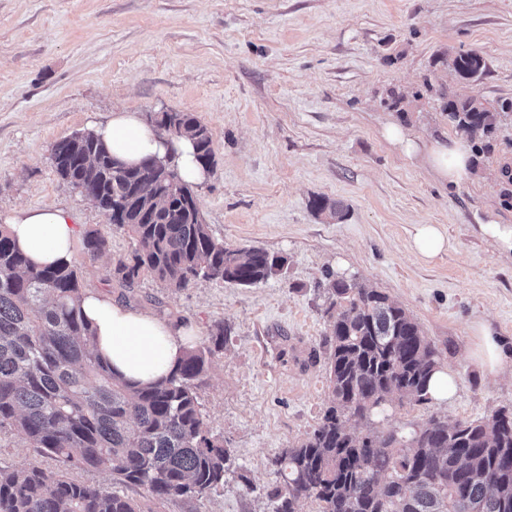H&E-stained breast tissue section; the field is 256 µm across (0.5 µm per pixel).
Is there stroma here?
<instances>
[{
    "label": "stroma",
    "instance_id": "obj_1",
    "mask_svg": "<svg viewBox=\"0 0 512 512\" xmlns=\"http://www.w3.org/2000/svg\"><path fill=\"white\" fill-rule=\"evenodd\" d=\"M448 50L480 54L485 75L466 81L436 63ZM433 84L512 100V0H0V216L51 206L103 230L106 253L73 255L85 289L192 323L195 344L213 351L196 395L231 454L224 484L160 512H271L275 458L329 404L330 273L404 307L457 374L452 401L395 405L387 427L512 408V381L468 356L478 321L512 341V256L479 231L512 224V114L476 140V176L441 185L382 135L392 122L419 137L455 135ZM119 108L147 120L191 112L206 125L215 164L194 186L205 224L225 245L284 256L282 274L248 288L114 277L135 241L57 176L50 155ZM316 196L341 201L346 217L316 215ZM418 224L442 225L450 249L419 258ZM35 460L59 467L0 429L1 466Z\"/></svg>",
    "mask_w": 512,
    "mask_h": 512
}]
</instances>
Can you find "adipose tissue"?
<instances>
[{
	"label": "adipose tissue",
	"instance_id": "obj_1",
	"mask_svg": "<svg viewBox=\"0 0 512 512\" xmlns=\"http://www.w3.org/2000/svg\"><path fill=\"white\" fill-rule=\"evenodd\" d=\"M93 131L112 156L125 165L138 164L149 156L162 158L171 151L184 180L197 183L205 177L189 140H168L140 113L115 111L107 122L95 125ZM383 136L407 157L419 160L441 181L456 185L471 180L475 174L474 153L467 140L451 137L427 141L393 124L384 128ZM5 222L10 238L37 265L71 260L80 240L76 218L59 208L23 207L14 210ZM81 309L95 330L96 350L116 373L141 384L168 376L196 333L193 325L133 310L98 291L83 295ZM472 332L470 357L490 375L512 376V350L500 341L491 322H477Z\"/></svg>",
	"mask_w": 512,
	"mask_h": 512
}]
</instances>
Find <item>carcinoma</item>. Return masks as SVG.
Returning a JSON list of instances; mask_svg holds the SVG:
<instances>
[{
    "mask_svg": "<svg viewBox=\"0 0 512 512\" xmlns=\"http://www.w3.org/2000/svg\"><path fill=\"white\" fill-rule=\"evenodd\" d=\"M437 62L464 79L486 73L473 51L443 52ZM442 99L448 120L473 140L493 133L500 113L512 110V102L495 107L477 95ZM154 121L189 138L198 162L213 165L210 132L194 113L158 112ZM51 161L103 214L123 210L117 227L137 243L131 261L115 267L124 284L142 272L178 289L199 277L251 287L279 275V258L266 250L226 246L211 234L174 161L148 158L131 169L89 130L56 142ZM310 207L338 221L346 216L342 202L322 196ZM82 245L95 258L108 239L88 229ZM328 290L335 297L326 310L330 406L309 436L275 460L284 491L274 495L272 512H299L306 499L317 512H512V410L474 421L434 418L407 433L380 428L376 418L393 403L428 400L441 359L414 317L383 292L346 278L329 281ZM84 293L74 262L35 266L0 225V428L16 429L66 467H0V512H153L124 489L141 487L161 505L224 485L230 455L211 435L196 395L210 347H190L169 377L134 386L91 349ZM353 419L366 430L352 432ZM69 469L108 472L112 484L78 482Z\"/></svg>",
    "mask_w": 512,
    "mask_h": 512,
    "instance_id": "carcinoma-1",
    "label": "carcinoma"
}]
</instances>
